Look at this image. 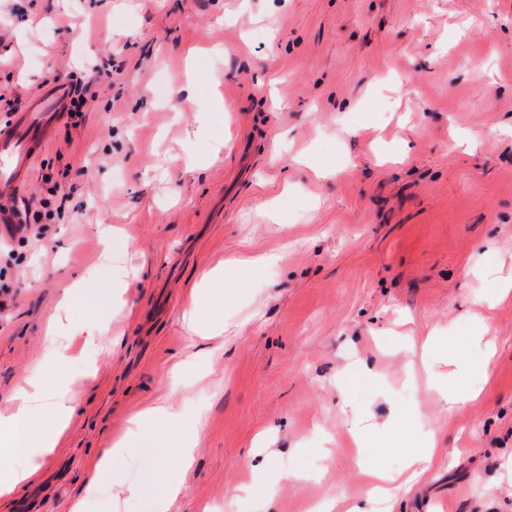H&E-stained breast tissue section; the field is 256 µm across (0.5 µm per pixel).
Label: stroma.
Wrapping results in <instances>:
<instances>
[{"label": "stroma", "instance_id": "obj_1", "mask_svg": "<svg viewBox=\"0 0 512 512\" xmlns=\"http://www.w3.org/2000/svg\"><path fill=\"white\" fill-rule=\"evenodd\" d=\"M108 63L111 82L54 121L25 187L0 192L42 215L55 189L79 217L11 242L0 413L49 374L64 290L109 286L96 225L124 228L140 280L110 324L122 345L97 342L94 377L73 365L66 437L6 512H68L130 417L191 398L208 412L188 471L142 452L114 469L181 476L176 512H348L368 497L362 467L405 471V445L444 411L429 375L451 367L422 343L462 352L477 328L497 346L481 395L447 413L393 512H512V295L495 291L512 279V0H0V124L8 102L25 111ZM203 112L224 140L207 165L187 151ZM277 252L276 267L252 262ZM230 256L248 264L215 311L224 331L200 338L183 312ZM200 348L206 375L171 389ZM347 404L387 424L389 447H354ZM268 456L270 500L240 499ZM206 355L207 352L205 350H197L177 362L171 371L170 384L173 387L179 386L186 374L198 371L201 368Z\"/></svg>", "mask_w": 512, "mask_h": 512}]
</instances>
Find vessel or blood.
<instances>
[{"instance_id":"1","label":"vessel or blood","mask_w":512,"mask_h":512,"mask_svg":"<svg viewBox=\"0 0 512 512\" xmlns=\"http://www.w3.org/2000/svg\"><path fill=\"white\" fill-rule=\"evenodd\" d=\"M64 95V87L54 88L0 128V189L15 192L24 184L48 136L51 118L61 111Z\"/></svg>"}]
</instances>
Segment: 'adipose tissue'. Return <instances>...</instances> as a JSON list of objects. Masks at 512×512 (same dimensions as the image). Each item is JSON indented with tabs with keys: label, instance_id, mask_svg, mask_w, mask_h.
Listing matches in <instances>:
<instances>
[{
	"label": "adipose tissue",
	"instance_id": "adipose-tissue-1",
	"mask_svg": "<svg viewBox=\"0 0 512 512\" xmlns=\"http://www.w3.org/2000/svg\"><path fill=\"white\" fill-rule=\"evenodd\" d=\"M97 233L112 263V283L109 288L100 290L93 287L91 278L75 281L62 302L66 321L52 331L56 338H81L88 347L104 333L112 310L125 306V290L130 281L139 276L138 269L127 266L124 261L125 243L119 233L106 224L98 225ZM234 266V260H224L203 272L183 314L192 331H219V324L212 320L209 312L223 300L224 278ZM470 349L469 357L454 358L453 371L447 381L438 386L448 408L459 413L478 396V381L486 376L494 356L493 344L478 330L470 339ZM52 356L57 366L55 376L48 381L27 380L16 394V410L0 416V503L11 499L19 489L37 478L46 459L62 441L75 412L71 396L74 379L61 352L53 351ZM206 411L202 403L186 410L160 402L131 417L111 448L94 463L71 512H83L86 502L107 488L111 489L113 498L135 499L146 484L157 487L153 512H171L180 493L177 483L151 469L144 471L140 479H127L114 471L113 461L135 449L168 448L181 469L191 468L195 434ZM42 421L50 422L52 428L39 435L35 429Z\"/></svg>",
	"mask_w": 512,
	"mask_h": 512
}]
</instances>
